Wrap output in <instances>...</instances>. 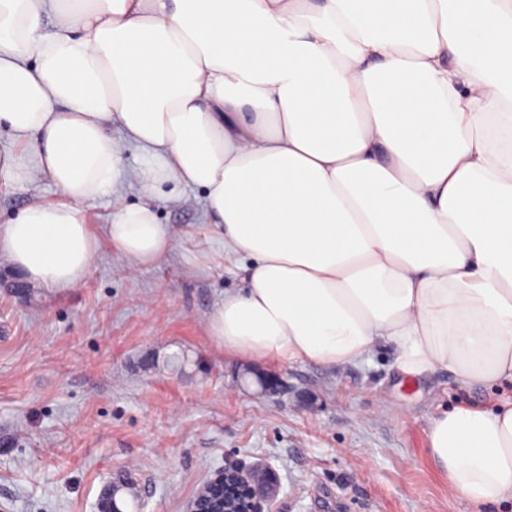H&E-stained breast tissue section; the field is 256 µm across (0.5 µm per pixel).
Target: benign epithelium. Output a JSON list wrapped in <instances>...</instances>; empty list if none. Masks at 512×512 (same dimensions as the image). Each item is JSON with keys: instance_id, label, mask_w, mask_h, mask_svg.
Returning <instances> with one entry per match:
<instances>
[{"instance_id": "1", "label": "benign epithelium", "mask_w": 512, "mask_h": 512, "mask_svg": "<svg viewBox=\"0 0 512 512\" xmlns=\"http://www.w3.org/2000/svg\"><path fill=\"white\" fill-rule=\"evenodd\" d=\"M205 494L193 498L187 512H267L281 490L278 472L265 463L229 461L206 481Z\"/></svg>"}]
</instances>
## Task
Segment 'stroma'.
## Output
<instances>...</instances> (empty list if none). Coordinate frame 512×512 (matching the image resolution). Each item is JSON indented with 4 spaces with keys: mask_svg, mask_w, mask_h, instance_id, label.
<instances>
[{
    "mask_svg": "<svg viewBox=\"0 0 512 512\" xmlns=\"http://www.w3.org/2000/svg\"><path fill=\"white\" fill-rule=\"evenodd\" d=\"M156 214L171 253L137 271L103 245L75 286L20 297L0 256V512H98L126 472L142 512H186L229 458L278 471L273 512H496L449 494L428 427L440 407L512 400L511 384L409 379L389 349L334 368L227 355L207 320L240 281L187 240L201 193ZM266 373L284 393L261 392Z\"/></svg>",
    "mask_w": 512,
    "mask_h": 512,
    "instance_id": "35a3bbf8",
    "label": "stroma"
}]
</instances>
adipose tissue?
I'll return each mask as SVG.
<instances>
[{
    "instance_id": "ef3b65f1",
    "label": "adipose tissue",
    "mask_w": 512,
    "mask_h": 512,
    "mask_svg": "<svg viewBox=\"0 0 512 512\" xmlns=\"http://www.w3.org/2000/svg\"><path fill=\"white\" fill-rule=\"evenodd\" d=\"M1 129L0 180L58 191L0 225L36 285L89 273L104 196L110 249L161 262L152 203L197 189L243 282L225 354L512 383V0H0ZM428 444L449 494L512 504V403Z\"/></svg>"
}]
</instances>
